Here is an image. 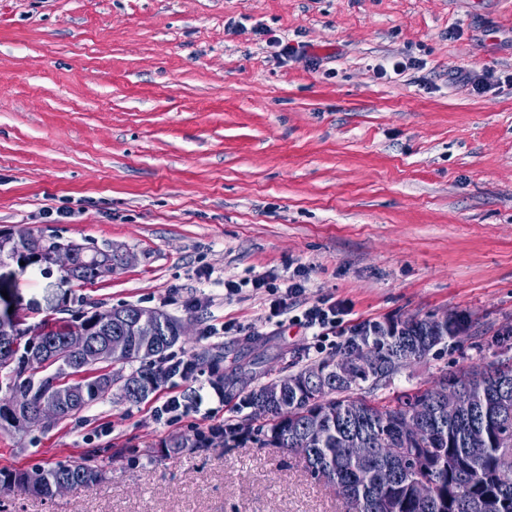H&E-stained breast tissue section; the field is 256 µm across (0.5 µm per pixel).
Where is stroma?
Listing matches in <instances>:
<instances>
[{
    "instance_id": "stroma-1",
    "label": "stroma",
    "mask_w": 512,
    "mask_h": 512,
    "mask_svg": "<svg viewBox=\"0 0 512 512\" xmlns=\"http://www.w3.org/2000/svg\"><path fill=\"white\" fill-rule=\"evenodd\" d=\"M271 34L318 64L272 59ZM393 58L417 66L379 78ZM487 70L512 73V0H0V235L134 257L66 286L57 268L7 259L0 285L34 332L123 304L190 321L174 352L198 376L0 429V470L92 454L105 472L51 498L0 487V512H341L299 455L252 440L162 452L206 423L151 410L218 381L225 417L254 427L249 390L336 356L345 337L308 351L250 286L297 269L304 302L345 303L354 325L467 315L459 342L371 402L499 359L512 328V85L476 94L456 80ZM50 207L74 215L46 218ZM228 280L242 285L229 298ZM229 321L243 333L206 336Z\"/></svg>"
}]
</instances>
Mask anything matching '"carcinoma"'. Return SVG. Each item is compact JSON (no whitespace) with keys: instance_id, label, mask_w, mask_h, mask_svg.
Segmentation results:
<instances>
[{"instance_id":"cac0c4a2","label":"carcinoma","mask_w":512,"mask_h":512,"mask_svg":"<svg viewBox=\"0 0 512 512\" xmlns=\"http://www.w3.org/2000/svg\"><path fill=\"white\" fill-rule=\"evenodd\" d=\"M34 246L23 253L10 237L0 236V260H23L29 264L50 263V253L61 246L73 251L74 265L64 279L71 283H87L102 276L112 266L116 256L95 250L86 255L87 248L63 244L42 235L33 236ZM133 310L127 304L99 310L83 318L93 338L104 336L107 328L117 329V315ZM466 317L457 315L448 323V334L440 343L453 341L467 329ZM68 324L62 322L42 328L33 336L23 327L19 317L0 319V343L11 347L15 366L0 361L7 386L28 397L36 404L44 396L63 397L69 419L99 403L112 393V385L120 383L121 399L138 403L147 399L167 381L156 363L166 358L174 347L169 336L160 337L157 346L150 348L146 341L127 330L128 355L120 365L140 363L127 376L112 373L104 367H77L72 371L78 380L71 382L72 393H61L53 385L54 376L39 379L30 372L31 352L48 338L57 341L65 334ZM432 329L427 320L406 318L379 326L371 336H359L347 342L352 352L364 346L371 350L376 367L361 372L352 385L328 381L319 387L298 385L287 391L282 405L261 401L263 389L250 391L244 400L255 408L264 422L255 428L237 424L224 429V444H236L247 439L265 448L293 452L297 437L310 441V453L305 462L311 473L340 485L350 498L347 512H512V357L499 359L482 367L459 372H444L430 387L403 393L385 404H375L354 391L369 382L374 386L397 373L410 362L404 354L411 345L431 346ZM457 384L465 391L469 407L453 419L438 408L436 389L445 384ZM421 409L419 432L413 442L405 444L401 415ZM324 417L325 426L318 433L304 427L308 415ZM31 424L22 413L0 406V428L20 429ZM348 436L361 439L368 448H407L403 459L376 454L366 460L349 459L343 455L342 443ZM208 438L200 435L191 439L175 437L165 443L174 453L187 448H202ZM101 467L91 463L56 464L32 470L1 471L0 485L18 487L28 493L53 497L52 487L58 481L70 487L91 488L101 482ZM426 480L435 487V497L424 503L414 489V483Z\"/></svg>"}]
</instances>
